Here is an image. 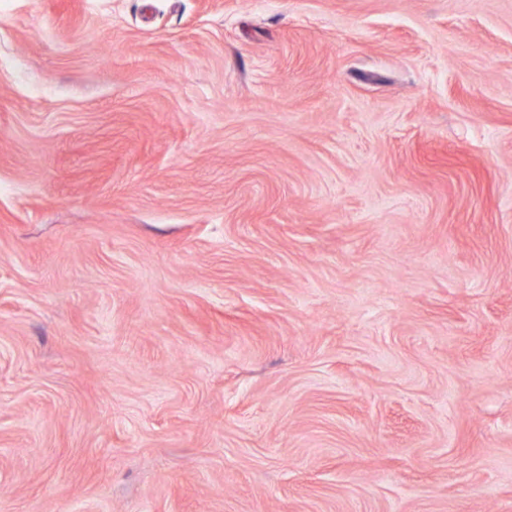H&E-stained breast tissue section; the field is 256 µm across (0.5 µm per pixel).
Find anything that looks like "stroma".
<instances>
[{"label":"stroma","mask_w":512,"mask_h":512,"mask_svg":"<svg viewBox=\"0 0 512 512\" xmlns=\"http://www.w3.org/2000/svg\"><path fill=\"white\" fill-rule=\"evenodd\" d=\"M0 512H512V0H0Z\"/></svg>","instance_id":"35a3bbf8"}]
</instances>
